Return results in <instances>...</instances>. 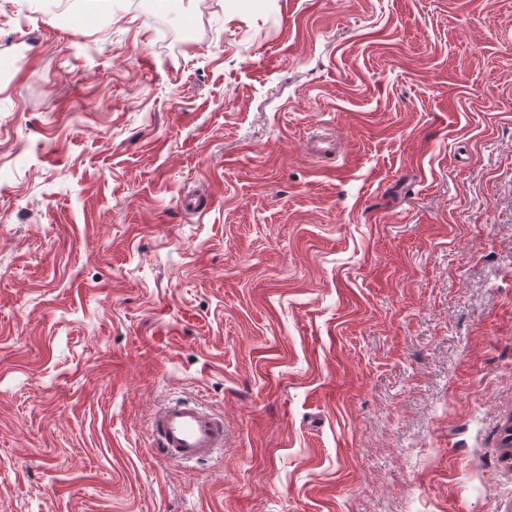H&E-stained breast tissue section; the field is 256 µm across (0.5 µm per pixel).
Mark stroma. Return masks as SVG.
<instances>
[{
  "label": "stroma",
  "mask_w": 512,
  "mask_h": 512,
  "mask_svg": "<svg viewBox=\"0 0 512 512\" xmlns=\"http://www.w3.org/2000/svg\"><path fill=\"white\" fill-rule=\"evenodd\" d=\"M511 421L512 0H0V512H512ZM151 427L158 446L175 459H206L224 447V420L190 403L161 408Z\"/></svg>",
  "instance_id": "obj_1"
}]
</instances>
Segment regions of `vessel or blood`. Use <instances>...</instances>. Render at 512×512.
I'll list each match as a JSON object with an SVG mask.
<instances>
[{
  "label": "vessel or blood",
  "instance_id": "vessel-or-blood-1",
  "mask_svg": "<svg viewBox=\"0 0 512 512\" xmlns=\"http://www.w3.org/2000/svg\"><path fill=\"white\" fill-rule=\"evenodd\" d=\"M151 427L159 447L179 460L205 459L224 446L223 419L189 403L161 408Z\"/></svg>",
  "mask_w": 512,
  "mask_h": 512
}]
</instances>
